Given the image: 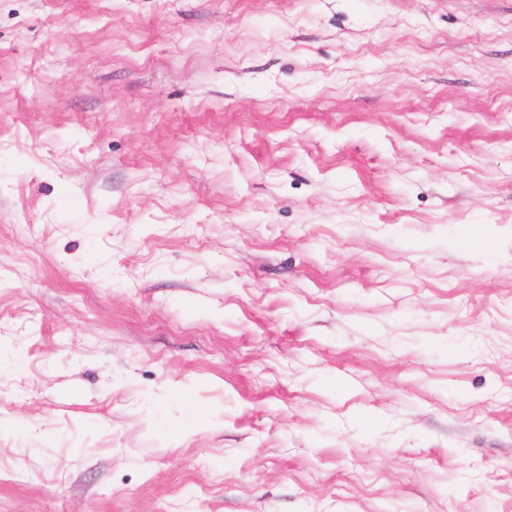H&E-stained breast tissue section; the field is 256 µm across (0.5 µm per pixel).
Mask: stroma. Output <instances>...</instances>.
Segmentation results:
<instances>
[{
  "mask_svg": "<svg viewBox=\"0 0 512 512\" xmlns=\"http://www.w3.org/2000/svg\"><path fill=\"white\" fill-rule=\"evenodd\" d=\"M0 512H512V0H0Z\"/></svg>",
  "mask_w": 512,
  "mask_h": 512,
  "instance_id": "stroma-1",
  "label": "stroma"
}]
</instances>
